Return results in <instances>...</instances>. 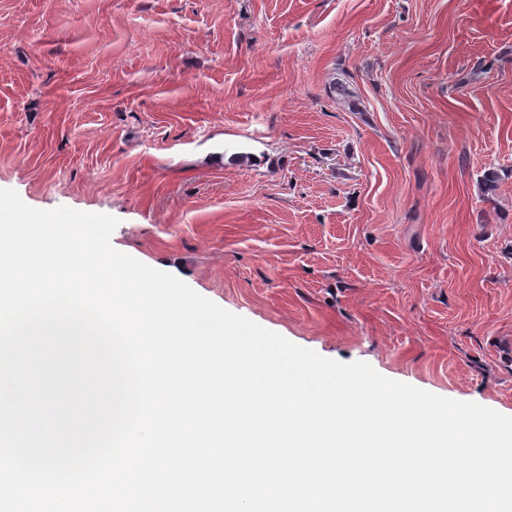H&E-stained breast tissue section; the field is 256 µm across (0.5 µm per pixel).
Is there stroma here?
I'll list each match as a JSON object with an SVG mask.
<instances>
[{"instance_id": "35a3bbf8", "label": "stroma", "mask_w": 512, "mask_h": 512, "mask_svg": "<svg viewBox=\"0 0 512 512\" xmlns=\"http://www.w3.org/2000/svg\"><path fill=\"white\" fill-rule=\"evenodd\" d=\"M0 188L512 416V0H0Z\"/></svg>"}]
</instances>
